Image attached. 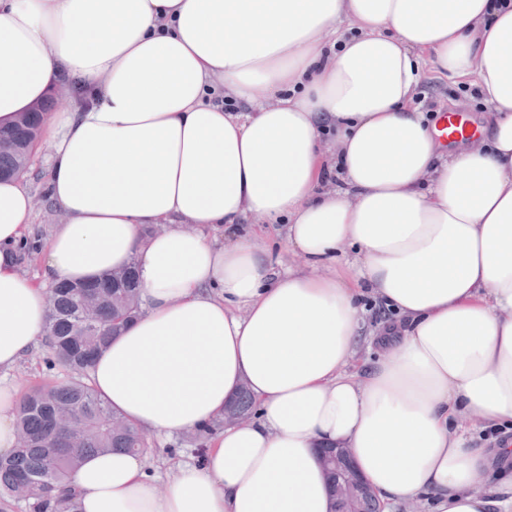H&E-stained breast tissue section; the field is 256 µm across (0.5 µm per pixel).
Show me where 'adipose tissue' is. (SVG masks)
I'll use <instances>...</instances> for the list:
<instances>
[{
	"instance_id": "adipose-tissue-1",
	"label": "adipose tissue",
	"mask_w": 512,
	"mask_h": 512,
	"mask_svg": "<svg viewBox=\"0 0 512 512\" xmlns=\"http://www.w3.org/2000/svg\"><path fill=\"white\" fill-rule=\"evenodd\" d=\"M426 63L477 86L481 144L416 110ZM64 83L91 103L43 132L63 222L41 274L33 197L0 182V369L37 346L48 283L132 263L142 311L95 362L101 399L159 435L241 384L257 401L163 488L147 457L85 456L83 512H330L338 446L384 505L512 512V0H0V126ZM326 129L345 189L321 194ZM282 218L303 262L275 272ZM366 292L393 315L375 336Z\"/></svg>"
}]
</instances>
